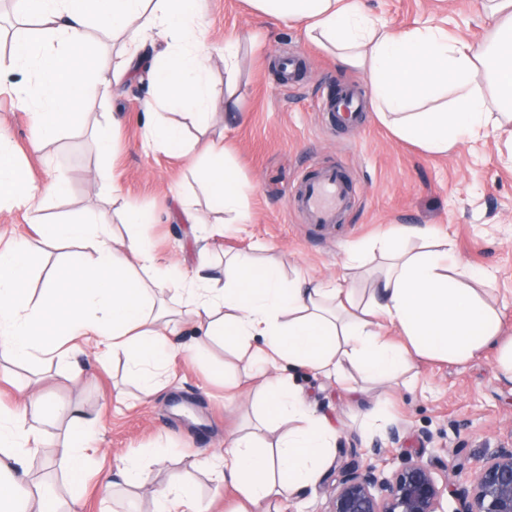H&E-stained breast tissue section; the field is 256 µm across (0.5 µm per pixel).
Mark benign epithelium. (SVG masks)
Wrapping results in <instances>:
<instances>
[{
    "mask_svg": "<svg viewBox=\"0 0 512 512\" xmlns=\"http://www.w3.org/2000/svg\"><path fill=\"white\" fill-rule=\"evenodd\" d=\"M445 488L457 503L455 512H512V445L500 448L471 477L443 488L419 460L390 473L369 462L346 463L328 512H442Z\"/></svg>",
    "mask_w": 512,
    "mask_h": 512,
    "instance_id": "7a95c632",
    "label": "benign epithelium"
}]
</instances>
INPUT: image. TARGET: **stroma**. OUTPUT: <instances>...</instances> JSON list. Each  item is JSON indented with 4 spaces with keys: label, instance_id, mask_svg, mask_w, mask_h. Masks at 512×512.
I'll return each instance as SVG.
<instances>
[{
    "label": "stroma",
    "instance_id": "1",
    "mask_svg": "<svg viewBox=\"0 0 512 512\" xmlns=\"http://www.w3.org/2000/svg\"><path fill=\"white\" fill-rule=\"evenodd\" d=\"M367 10L403 32L430 25L449 37L479 42L488 35L482 0H363ZM244 36L235 86L236 111L224 110V42ZM206 41L214 89L215 128L226 141L248 185L247 223L224 238L210 240L214 254L248 249L263 261H278L319 279L344 274L345 247L370 241L390 225H430L447 233L453 251L472 269L488 273L504 334L512 335V145L488 133L464 139L443 156L397 140L365 111L342 123L324 104L332 89L367 92L358 71L337 66L328 53L309 44L294 25H283L251 12L245 0H209ZM156 96L149 77L131 72L111 83L105 96L88 101L82 127H64L44 158L29 150L28 113L0 95V125L7 130L22 168L35 184L47 180L52 166L71 177L68 196L45 202L48 217L75 216L90 208L112 210V192L150 222L148 240L167 256L175 273L199 262L181 202L197 185L185 158L144 145V112ZM117 112L115 150L102 161L91 136ZM340 168L354 188V200L338 223L309 224L296 211L293 196L303 173L323 166ZM218 357L237 378L235 402H228L223 379L209 363L177 356L167 367L164 387L142 396L123 364H100L94 347L80 363L94 380L59 379L50 391L61 405L95 421L91 441L96 453L90 471L108 470L115 458L142 455L164 447L168 454L152 466L157 480L179 475L194 482L202 498H219L232 507L230 490L197 469L200 449L220 453L237 429H257L248 359L227 352ZM47 363L14 364L0 359V407L10 408L30 391ZM404 385L377 404V389L360 377L349 387L301 371L293 382L309 404L334 421L339 437L334 456L320 481L288 501V512H327L339 468L351 460L391 471L412 457L428 465L438 483L466 479L501 446L512 444V387L497 377L496 351L487 349L464 365L421 361L404 376ZM380 406V430L366 429V413ZM399 440L390 443V430Z\"/></svg>",
    "mask_w": 512,
    "mask_h": 512
}]
</instances>
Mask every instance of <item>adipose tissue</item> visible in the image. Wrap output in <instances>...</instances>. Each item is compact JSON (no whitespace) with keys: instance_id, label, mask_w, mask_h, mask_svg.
<instances>
[{"instance_id":"1","label":"adipose tissue","mask_w":512,"mask_h":512,"mask_svg":"<svg viewBox=\"0 0 512 512\" xmlns=\"http://www.w3.org/2000/svg\"><path fill=\"white\" fill-rule=\"evenodd\" d=\"M253 10L301 27L306 40L342 67L367 79L378 121L396 138L431 154H444L463 136L487 131L512 140V0H488L490 34L470 43L436 27L395 32L362 0H249ZM205 0H21L17 24L34 23L35 35L13 41L9 83L14 103L31 122L30 150L41 154L62 124L79 126L84 101L103 96L91 35L109 29L125 36L114 65L118 74L140 67V47L158 32L165 47L148 76L160 90L144 114L145 144L181 157L195 155L196 179L213 203L214 236L247 219L246 193L224 137L210 131L213 105L204 39ZM179 111L195 134L169 122ZM70 180L51 175L35 186L0 128V210L17 208L27 233L0 240V355L20 362L57 361L70 381L86 371L78 357L94 344L103 359L125 361L143 395L157 391L162 370L179 354L201 356L217 345L251 354L273 369L257 391L261 424L269 433L233 437L223 456L200 465L219 471L239 500L237 512H270L290 492L318 483L336 444V428L312 410L291 373L306 369L337 384L352 375L379 384L397 382L420 360L463 365L487 348L498 354L501 379L512 383V336L502 333L498 310L485 298L488 277L461 263L448 237L429 228L394 226L369 250L348 252L347 267L378 271L366 288L347 282L286 279L276 262L251 253L225 252L223 277L212 263L174 280L168 258L147 244L148 225L136 209L123 212L115 234L107 212L45 220V199L65 196ZM63 251V272L51 273L39 294L26 291L33 271L30 236ZM417 237L418 247L407 244ZM196 328L195 345L177 348L179 319ZM43 391L14 408L0 409V512H61L57 498L30 480L27 460L45 444L35 417L56 414ZM92 419L73 411L55 450L70 486L81 489ZM132 492L146 493L151 512H210L191 482L170 477L157 484L140 459H120L116 474Z\"/></svg>"}]
</instances>
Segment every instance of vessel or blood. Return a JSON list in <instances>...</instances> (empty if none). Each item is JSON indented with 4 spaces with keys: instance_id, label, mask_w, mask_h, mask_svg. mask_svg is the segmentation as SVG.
<instances>
[{
    "instance_id": "obj_1",
    "label": "vessel or blood",
    "mask_w": 512,
    "mask_h": 512,
    "mask_svg": "<svg viewBox=\"0 0 512 512\" xmlns=\"http://www.w3.org/2000/svg\"><path fill=\"white\" fill-rule=\"evenodd\" d=\"M351 194L352 188L340 171L321 168L301 177L296 205L308 223L332 224L349 204Z\"/></svg>"
}]
</instances>
